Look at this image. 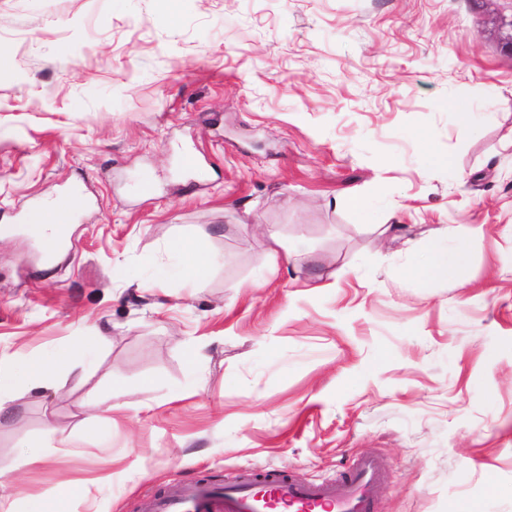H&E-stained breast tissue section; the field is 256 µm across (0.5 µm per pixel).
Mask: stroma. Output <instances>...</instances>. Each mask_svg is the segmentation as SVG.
<instances>
[{
  "mask_svg": "<svg viewBox=\"0 0 512 512\" xmlns=\"http://www.w3.org/2000/svg\"><path fill=\"white\" fill-rule=\"evenodd\" d=\"M511 29L512 0H0L16 512H138L178 479L312 482L365 455L387 465L373 512H512ZM67 197L48 266L23 217ZM451 226L467 266L411 274ZM179 236L202 284L155 278ZM75 348L83 368L34 385ZM77 358V353L74 352H66L57 357L41 363L37 367V371L35 372V379H41L43 376H47L49 373L60 370H68L72 371L75 367V359Z\"/></svg>",
  "mask_w": 512,
  "mask_h": 512,
  "instance_id": "obj_1",
  "label": "stroma"
}]
</instances>
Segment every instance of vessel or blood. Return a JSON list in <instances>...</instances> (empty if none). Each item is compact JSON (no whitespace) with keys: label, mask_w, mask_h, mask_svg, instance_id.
<instances>
[{"label":"vessel or blood","mask_w":512,"mask_h":512,"mask_svg":"<svg viewBox=\"0 0 512 512\" xmlns=\"http://www.w3.org/2000/svg\"><path fill=\"white\" fill-rule=\"evenodd\" d=\"M385 474L375 456L356 459L338 477L304 484L273 470L244 469L221 486L173 482L166 493L145 497L139 512H371Z\"/></svg>","instance_id":"b4317fda"}]
</instances>
